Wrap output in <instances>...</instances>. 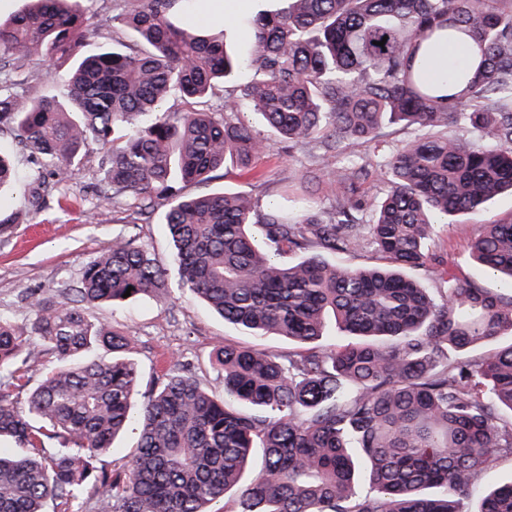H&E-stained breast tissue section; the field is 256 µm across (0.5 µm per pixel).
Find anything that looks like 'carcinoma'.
<instances>
[{"label": "carcinoma", "instance_id": "carcinoma-1", "mask_svg": "<svg viewBox=\"0 0 512 512\" xmlns=\"http://www.w3.org/2000/svg\"><path fill=\"white\" fill-rule=\"evenodd\" d=\"M0 22V129L44 172L68 182L91 142L102 198L130 197L160 217L182 287L247 336H285L284 354L224 344L216 399L186 372H169L144 396L126 337L93 322L85 305L159 296L166 274L125 235L57 297L30 294L25 326L0 316V512H512V482L486 488L512 456V217L481 225L467 261L506 282L500 292L454 274L434 225L477 217L512 193V0H285L241 21L243 52L224 49L229 27L203 35L176 24L182 0H135L110 19L91 0H29ZM135 45L89 49L103 27ZM385 41L380 46L378 42ZM441 41L460 63L429 77ZM52 62L48 91L22 67ZM248 67L256 78L224 90V116L207 104L218 83ZM179 96L185 109L163 106ZM261 113L258 136L238 115ZM456 124V133L448 126ZM393 126L417 130L376 163L345 145L379 147ZM280 143L342 155L331 210L304 198L264 213L251 195H185L226 167L249 168ZM16 184L0 150V189ZM293 253L291 263L279 258ZM372 253L378 265L345 267L330 255ZM353 340L324 347L329 320ZM37 344L54 366L23 407L14 402ZM476 347L487 351L469 355ZM103 349L112 357L89 356ZM137 451L107 471L99 455L133 420ZM262 467L246 478L255 452ZM365 479L369 490L357 485ZM97 496L85 497L87 487Z\"/></svg>", "mask_w": 512, "mask_h": 512}]
</instances>
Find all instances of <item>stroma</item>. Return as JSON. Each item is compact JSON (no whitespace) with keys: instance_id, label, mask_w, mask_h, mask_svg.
Masks as SVG:
<instances>
[{"instance_id":"obj_1","label":"stroma","mask_w":512,"mask_h":512,"mask_svg":"<svg viewBox=\"0 0 512 512\" xmlns=\"http://www.w3.org/2000/svg\"><path fill=\"white\" fill-rule=\"evenodd\" d=\"M0 147L11 150L22 179L17 189L0 193V315L16 324L31 318L25 296L28 292L53 293L76 282L86 263L106 250L113 237L134 235L146 245L159 266L168 272V287L162 298H136L122 305H92L91 320L112 323L127 334L128 355L140 373L141 389L149 386L174 364H183L213 396L223 397L224 381L213 363L214 351L224 343L259 345L273 352L291 350L288 339L267 335H241L223 319L211 313L190 291L181 288L175 274L173 248L162 225L138 223L136 201L125 198L113 205H99L101 187L98 159L101 150L90 145L79 172L62 192H49L37 204H30L26 179L35 161L18 149L9 133L0 132ZM338 158L322 160L311 149L293 153L272 147L255 162L252 171L227 168L206 183L185 185L184 194L200 195L224 190L257 196L260 208L295 199L301 172L323 169V182L307 184V195L315 205L327 207L328 188L335 179ZM512 215V196L489 201L479 220L467 218L454 224L436 225L432 246L442 255L445 266L456 276L471 279L487 288L496 280L483 275L465 257L480 225L494 224Z\"/></svg>"}]
</instances>
